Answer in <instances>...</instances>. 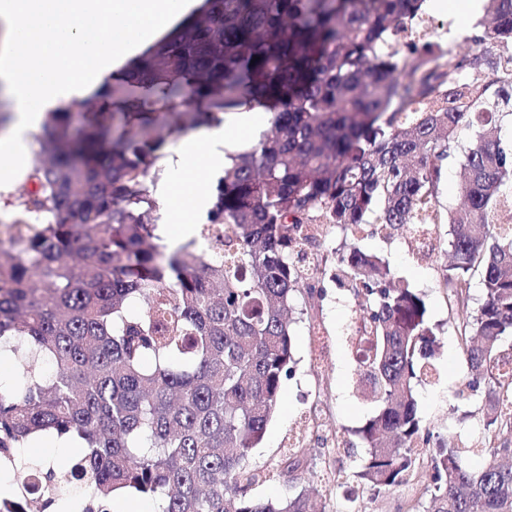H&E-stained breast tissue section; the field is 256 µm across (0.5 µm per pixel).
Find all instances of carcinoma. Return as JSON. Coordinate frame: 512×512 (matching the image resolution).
<instances>
[{
  "label": "carcinoma",
  "mask_w": 512,
  "mask_h": 512,
  "mask_svg": "<svg viewBox=\"0 0 512 512\" xmlns=\"http://www.w3.org/2000/svg\"><path fill=\"white\" fill-rule=\"evenodd\" d=\"M425 0H203L96 92L47 113L17 216L0 234V363L20 388L0 392V465L13 493L37 482L36 512H108L118 489L161 502L157 512H315L304 492L260 498L251 465L285 379L294 373L290 312L302 280L295 256L322 225L354 234L448 227L442 274L448 321L461 336L465 389L484 430L512 432V0H487L473 42L497 53L401 49ZM259 60H253V57ZM262 107L270 134L227 154L204 235L170 250L155 234L149 184L187 131ZM463 208H437L458 129ZM484 300L469 309L470 274ZM336 282L360 298L372 350L359 363L377 410L359 428L356 473L382 490L417 478L422 512H512V440L449 446L418 415L416 387L440 348L423 296L353 242L336 253ZM54 435L81 456L27 466L15 449ZM436 446H431V443ZM480 456L474 470L469 457ZM292 455L282 475L301 479Z\"/></svg>",
  "instance_id": "cac0c4a2"
}]
</instances>
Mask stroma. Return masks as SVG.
Listing matches in <instances>:
<instances>
[{"label":"stroma","instance_id":"stroma-1","mask_svg":"<svg viewBox=\"0 0 512 512\" xmlns=\"http://www.w3.org/2000/svg\"><path fill=\"white\" fill-rule=\"evenodd\" d=\"M484 10L469 14L425 9L414 28L413 37L440 50L471 47V37L479 29ZM363 248L389 262L397 277L420 290L430 319L439 324L442 347L434 357L433 380L417 387L419 411L440 438L480 434L483 421L477 398L461 391L467 364L459 352V333L448 322V305L437 281L448 264V244H441L427 261H418L407 239L366 236ZM319 297H297L292 311L295 374L284 381L281 397L252 462L259 469L276 468L295 437H303L304 469L298 483L312 495L319 512H411L424 492L423 484L410 483L376 492L352 479L343 485L326 480L336 469L352 473L364 454L357 430L374 413L375 407L359 390V372L351 356V337L360 322L358 300L352 291L340 288L330 275L309 279ZM323 325L327 333L313 336L309 327ZM328 407L322 432L306 430L304 422L315 404ZM350 441V448L334 447L332 437Z\"/></svg>","mask_w":512,"mask_h":512}]
</instances>
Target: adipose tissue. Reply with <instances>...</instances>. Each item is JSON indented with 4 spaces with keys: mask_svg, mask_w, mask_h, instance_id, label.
Here are the masks:
<instances>
[{
    "mask_svg": "<svg viewBox=\"0 0 512 512\" xmlns=\"http://www.w3.org/2000/svg\"><path fill=\"white\" fill-rule=\"evenodd\" d=\"M195 0H0V86L13 104L0 132V193L28 175L29 134L59 104L91 95L122 60L139 52ZM103 31L100 39L87 29ZM27 67H20L21 58ZM264 113L238 111L233 126L182 139L166 160L158 193L166 206L158 233L170 247L196 235V219L212 206L210 184L225 154L260 129Z\"/></svg>",
    "mask_w": 512,
    "mask_h": 512,
    "instance_id": "ef3b65f1",
    "label": "adipose tissue"
}]
</instances>
